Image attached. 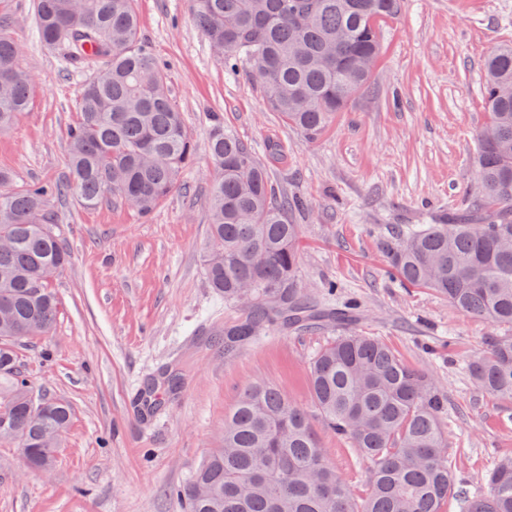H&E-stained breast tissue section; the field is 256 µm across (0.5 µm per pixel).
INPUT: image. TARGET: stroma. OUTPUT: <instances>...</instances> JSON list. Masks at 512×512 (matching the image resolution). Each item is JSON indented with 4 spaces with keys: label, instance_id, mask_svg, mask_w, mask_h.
Listing matches in <instances>:
<instances>
[{
    "label": "stroma",
    "instance_id": "stroma-1",
    "mask_svg": "<svg viewBox=\"0 0 512 512\" xmlns=\"http://www.w3.org/2000/svg\"><path fill=\"white\" fill-rule=\"evenodd\" d=\"M33 2L0 0V24L22 44L17 64L33 79L28 112L0 134V169L20 186L64 178L88 77L40 43ZM135 8L143 47L166 66L195 159L145 217L113 201L87 208L72 195L51 199L70 264L52 283V333L19 344L18 370L35 400L67 401L72 420L50 473L28 469L20 448L0 446V512H185L173 491L221 447L224 415L244 388L268 383L310 407L309 365L336 327H271L252 346L224 353V327L240 308L215 294L203 270L207 142L217 120L308 206L292 216L301 226L298 283L317 293L335 284L336 305H358V333L381 338L444 390L441 426L460 481L443 509L461 512L464 492L487 488L496 461L512 456V402L476 389L464 366L487 337L512 329L389 277L379 241L389 225L430 223L478 193L482 68L512 41V0H404L383 29L370 86L315 139L287 126L244 74L225 73L189 0H135ZM166 366L178 372V389L143 416L137 400ZM312 425L327 460L363 496L367 463L320 420Z\"/></svg>",
    "mask_w": 512,
    "mask_h": 512
}]
</instances>
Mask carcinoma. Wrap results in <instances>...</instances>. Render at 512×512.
Segmentation results:
<instances>
[{"label": "carcinoma", "mask_w": 512, "mask_h": 512, "mask_svg": "<svg viewBox=\"0 0 512 512\" xmlns=\"http://www.w3.org/2000/svg\"><path fill=\"white\" fill-rule=\"evenodd\" d=\"M213 56L245 69L270 109L316 138L369 87L381 26L402 0H190ZM41 41L99 72L87 78L68 135V175L53 187L13 186L0 171V443L24 449L46 473L69 426L63 401L33 400L17 369L16 345L50 335L58 300L52 281L70 255L49 201L74 194L93 208L107 199L147 216L178 186L195 144L164 70L138 46L135 0H35ZM21 44L0 31V132L29 104L31 76L17 67ZM512 44L487 59L481 93L486 122L476 159L482 194L433 224L398 225L381 245L404 285L430 288L452 309L512 326ZM208 151L210 188L205 274L224 300L252 302L224 327L231 355L268 323L354 320L352 308L312 299L296 285L304 200L279 190L266 166L217 125ZM474 385L512 401V336L489 339L467 365ZM313 408L369 465L365 496L352 497L320 448L307 410L278 388L248 386L224 417L223 447L173 491L187 512H442L457 483L441 417L448 405L429 374L372 336H338L310 364ZM464 512H512V457L489 488L464 498Z\"/></svg>", "instance_id": "1"}]
</instances>
